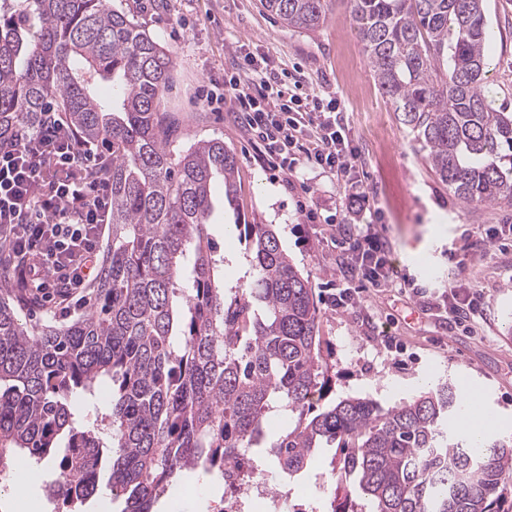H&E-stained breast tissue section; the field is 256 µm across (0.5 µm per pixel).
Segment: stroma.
I'll list each match as a JSON object with an SVG mask.
<instances>
[{
  "label": "stroma",
  "instance_id": "1",
  "mask_svg": "<svg viewBox=\"0 0 512 512\" xmlns=\"http://www.w3.org/2000/svg\"><path fill=\"white\" fill-rule=\"evenodd\" d=\"M170 51L174 68L160 111L170 116L174 147L222 139L237 160L238 212L216 211L209 232L227 258L226 284H236L242 248L230 229L235 215L271 224L297 269L309 277L320 309V334L336 365L334 397L355 395L392 407L416 395L422 383L452 382L480 389L497 418L492 434L512 439V238L489 239L488 228L512 225V206L472 205L455 197L426 160L399 112L382 96L363 53L350 0H330L327 21L316 31L288 27L262 0H114ZM491 39L483 89L495 108L512 112V0H484ZM266 57L304 91L335 100L358 151L352 175L370 197L368 210L349 211L345 182L296 162L274 172L237 123L227 104H208L212 80L236 66L237 50ZM317 207L320 222H305L301 204ZM371 225L391 244L395 280L360 289L347 277L338 227ZM467 254L457 265L450 252ZM414 279L419 289L401 286ZM476 289L480 315L455 322L443 298L449 286ZM359 288L356 307H334L339 287ZM400 345L387 353L385 336ZM333 449L321 451L311 471L290 481L288 503L321 497L329 483ZM223 482L196 484L183 477L160 499L156 512H207Z\"/></svg>",
  "mask_w": 512,
  "mask_h": 512
}]
</instances>
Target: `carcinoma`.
I'll use <instances>...</instances> for the list:
<instances>
[{"instance_id": "carcinoma-1", "label": "carcinoma", "mask_w": 512, "mask_h": 512, "mask_svg": "<svg viewBox=\"0 0 512 512\" xmlns=\"http://www.w3.org/2000/svg\"><path fill=\"white\" fill-rule=\"evenodd\" d=\"M291 28L314 31L328 0H265ZM382 95L427 151L440 181L469 204L512 203V112L483 91L489 41L483 0H352ZM169 51L110 0H12L0 10V140L43 113L106 145L89 171L112 185L111 233L88 302L62 324L32 322L22 268L0 261V481L19 456L53 462L43 487L81 512L108 473L121 512H153L184 471L200 479L254 448L293 477L335 446L326 512H512V440L451 429L464 405L450 383L390 408L348 396L321 411L334 364L314 288L270 224H234L245 265L224 284L208 228L236 206L237 161L224 140L171 149L157 102ZM112 83V96L96 93ZM106 386L111 406L86 426L76 411ZM294 426L266 440L265 419Z\"/></svg>"}]
</instances>
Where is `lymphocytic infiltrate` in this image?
<instances>
[{
    "label": "lymphocytic infiltrate",
    "mask_w": 512,
    "mask_h": 512,
    "mask_svg": "<svg viewBox=\"0 0 512 512\" xmlns=\"http://www.w3.org/2000/svg\"><path fill=\"white\" fill-rule=\"evenodd\" d=\"M222 98L233 100L244 129L269 168H283L301 151L314 168L340 177L356 169L358 154L333 103L289 93L268 73L265 58L245 56L225 74ZM102 155L78 148L72 128L44 121L0 143V236L17 256L37 254L30 276L39 289L73 292L92 282L99 244L110 216L111 185L86 171ZM352 277L373 288L393 273L387 242L369 230L343 231Z\"/></svg>",
    "instance_id": "f902f5d3"
}]
</instances>
